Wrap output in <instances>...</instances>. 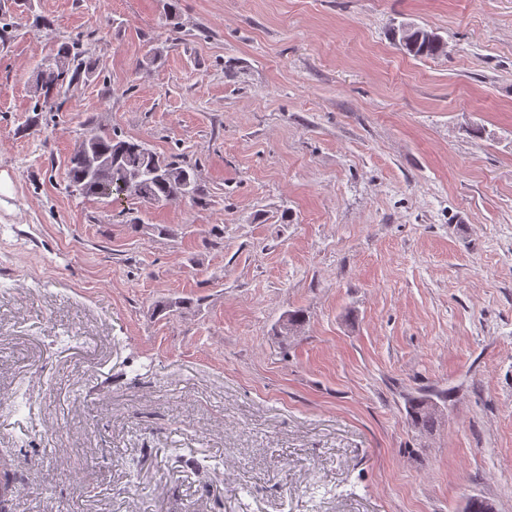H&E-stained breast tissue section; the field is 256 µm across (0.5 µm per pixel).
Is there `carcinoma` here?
Listing matches in <instances>:
<instances>
[{"instance_id":"cac0c4a2","label":"carcinoma","mask_w":512,"mask_h":512,"mask_svg":"<svg viewBox=\"0 0 512 512\" xmlns=\"http://www.w3.org/2000/svg\"><path fill=\"white\" fill-rule=\"evenodd\" d=\"M424 28L415 26L398 40L400 49L415 58H430L445 51L442 38L422 36ZM54 60L64 64L61 70H41L37 75L38 93L35 111L58 112L68 94L79 83L91 64L87 50L78 39L62 42ZM69 186L85 197L106 199L117 206L115 216L127 214L122 203L128 200L149 202L158 199L188 198L202 200L195 165L177 155L164 156L147 145L115 130H103L91 141L74 148L67 165ZM441 398L427 391L408 401L411 423L431 428L437 421L433 401Z\"/></svg>"}]
</instances>
